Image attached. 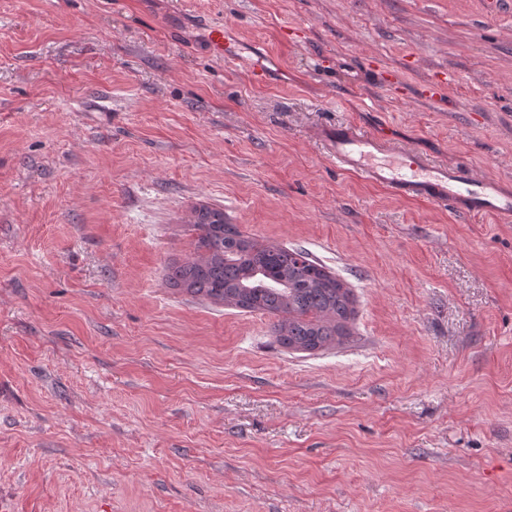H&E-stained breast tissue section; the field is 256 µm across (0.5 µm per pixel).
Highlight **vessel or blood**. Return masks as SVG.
I'll return each mask as SVG.
<instances>
[{
    "mask_svg": "<svg viewBox=\"0 0 512 512\" xmlns=\"http://www.w3.org/2000/svg\"><path fill=\"white\" fill-rule=\"evenodd\" d=\"M317 136L343 171L408 198L451 204L458 212L512 220V180L473 175L464 167L437 164L383 134L352 125L321 128Z\"/></svg>",
    "mask_w": 512,
    "mask_h": 512,
    "instance_id": "vessel-or-blood-1",
    "label": "vessel or blood"
}]
</instances>
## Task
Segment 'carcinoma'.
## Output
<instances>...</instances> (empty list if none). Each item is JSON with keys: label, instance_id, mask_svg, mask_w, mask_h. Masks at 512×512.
Listing matches in <instances>:
<instances>
[{"label": "carcinoma", "instance_id": "1", "mask_svg": "<svg viewBox=\"0 0 512 512\" xmlns=\"http://www.w3.org/2000/svg\"><path fill=\"white\" fill-rule=\"evenodd\" d=\"M196 256L169 267L168 284L193 297L281 317L279 343L316 351L347 335L351 289L302 248L264 246L224 222V211L194 210Z\"/></svg>", "mask_w": 512, "mask_h": 512}]
</instances>
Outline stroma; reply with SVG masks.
<instances>
[{"instance_id": "stroma-1", "label": "stroma", "mask_w": 512, "mask_h": 512, "mask_svg": "<svg viewBox=\"0 0 512 512\" xmlns=\"http://www.w3.org/2000/svg\"><path fill=\"white\" fill-rule=\"evenodd\" d=\"M488 3L0 0V495L512 512V222L395 196L315 136L512 179V6ZM200 204L344 279L350 336L289 350L275 316L171 288Z\"/></svg>"}]
</instances>
